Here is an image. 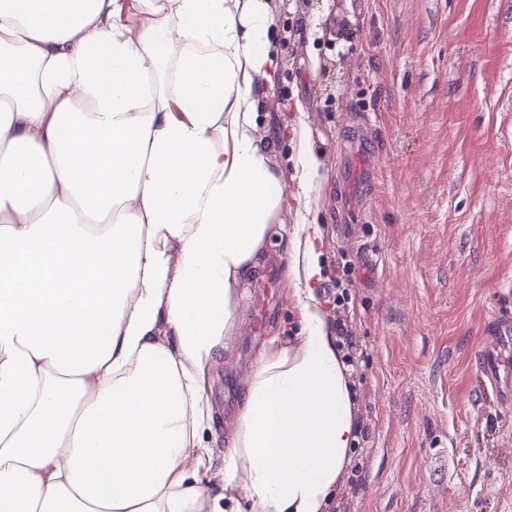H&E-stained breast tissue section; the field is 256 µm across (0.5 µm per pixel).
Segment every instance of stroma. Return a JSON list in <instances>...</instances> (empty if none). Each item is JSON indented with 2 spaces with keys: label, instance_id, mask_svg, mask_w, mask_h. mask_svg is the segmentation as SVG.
Returning <instances> with one entry per match:
<instances>
[{
  "label": "stroma",
  "instance_id": "35a3bbf8",
  "mask_svg": "<svg viewBox=\"0 0 512 512\" xmlns=\"http://www.w3.org/2000/svg\"><path fill=\"white\" fill-rule=\"evenodd\" d=\"M280 59L259 112L303 125L323 162L310 199L322 234L316 297L355 391L359 439L329 512H512V414L483 390L473 350L512 307V0H268ZM374 125L375 178L339 232L338 166L356 118ZM348 277L342 303L336 278ZM252 330V286L207 383L220 489L227 440L272 337L288 340L289 283Z\"/></svg>",
  "mask_w": 512,
  "mask_h": 512
}]
</instances>
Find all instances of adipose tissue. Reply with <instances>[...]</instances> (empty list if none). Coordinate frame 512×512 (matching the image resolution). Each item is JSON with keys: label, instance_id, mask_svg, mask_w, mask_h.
Here are the masks:
<instances>
[{"label": "adipose tissue", "instance_id": "adipose-tissue-1", "mask_svg": "<svg viewBox=\"0 0 512 512\" xmlns=\"http://www.w3.org/2000/svg\"><path fill=\"white\" fill-rule=\"evenodd\" d=\"M266 0H0V512H327L359 426L296 224L299 329L247 383L224 494L208 368L289 208Z\"/></svg>", "mask_w": 512, "mask_h": 512}]
</instances>
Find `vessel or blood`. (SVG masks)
Instances as JSON below:
<instances>
[{
  "label": "vessel or blood",
  "mask_w": 512,
  "mask_h": 512,
  "mask_svg": "<svg viewBox=\"0 0 512 512\" xmlns=\"http://www.w3.org/2000/svg\"><path fill=\"white\" fill-rule=\"evenodd\" d=\"M369 139L366 128H358L347 158L344 159L340 178L344 186H351L355 177L354 159L359 158L360 148ZM275 266H268L256 283V305L260 311L256 316L255 328H262L267 294L276 286ZM474 361L485 388L502 408L512 407V311L504 309L496 313L484 327L474 352Z\"/></svg>",
  "instance_id": "obj_1"
}]
</instances>
